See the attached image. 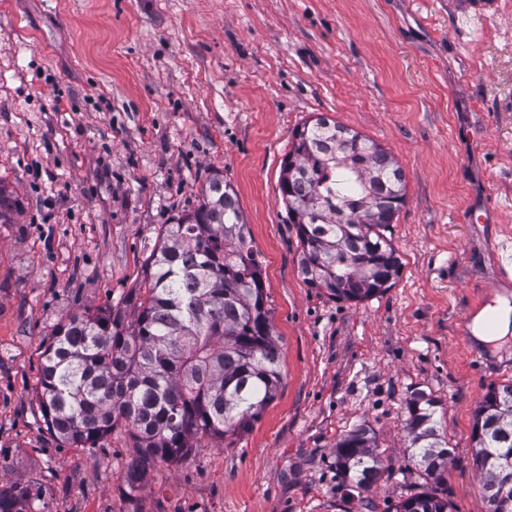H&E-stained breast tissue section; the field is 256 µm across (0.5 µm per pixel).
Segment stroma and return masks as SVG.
<instances>
[{
    "label": "stroma",
    "instance_id": "1",
    "mask_svg": "<svg viewBox=\"0 0 512 512\" xmlns=\"http://www.w3.org/2000/svg\"><path fill=\"white\" fill-rule=\"evenodd\" d=\"M335 118L406 173L384 293L305 282L278 181L293 130ZM220 175L262 266L282 377L231 445L203 441L127 494L118 429L63 448L39 403L42 353L68 315L123 304L163 225ZM0 487L35 512H388L418 492L404 431L433 393L454 449L452 512H484L473 413L512 380V330L471 347L468 310L512 241V0H0ZM492 224L463 215L483 194ZM369 426L382 470L346 487L336 442ZM39 494L38 487L28 481L1 487L0 512H32V504Z\"/></svg>",
    "mask_w": 512,
    "mask_h": 512
}]
</instances>
